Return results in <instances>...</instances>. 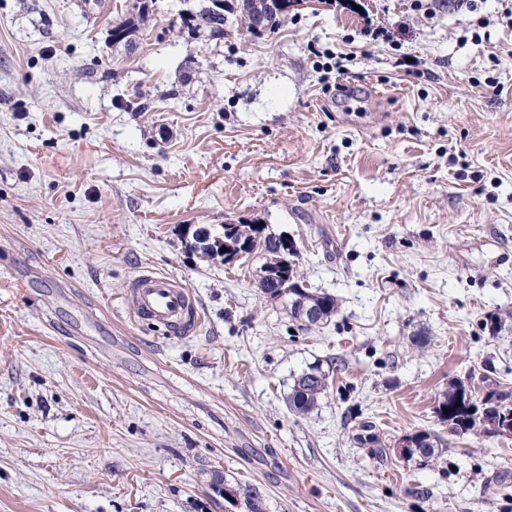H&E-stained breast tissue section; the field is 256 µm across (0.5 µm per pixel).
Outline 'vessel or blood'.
<instances>
[{"instance_id":"1","label":"vessel or blood","mask_w":512,"mask_h":512,"mask_svg":"<svg viewBox=\"0 0 512 512\" xmlns=\"http://www.w3.org/2000/svg\"><path fill=\"white\" fill-rule=\"evenodd\" d=\"M124 301L145 324L183 334L196 325L200 306L193 292L179 281L155 272H144L129 284Z\"/></svg>"}]
</instances>
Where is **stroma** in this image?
I'll list each match as a JSON object with an SVG mask.
<instances>
[{
    "label": "stroma",
    "instance_id": "obj_1",
    "mask_svg": "<svg viewBox=\"0 0 512 512\" xmlns=\"http://www.w3.org/2000/svg\"><path fill=\"white\" fill-rule=\"evenodd\" d=\"M183 7L0 0V512H246L250 486L262 512H512V437L435 412L455 380L512 391L505 0H295L220 42ZM227 220L288 236L336 314L304 329L262 257L186 246ZM148 270L197 297L182 337L125 304ZM424 430L443 455L393 452ZM310 370V373L318 377H312L308 381L303 380L297 384L294 383L288 395L290 409L300 414L308 413L328 387L329 374H326L318 367H311ZM297 387L306 391L298 390Z\"/></svg>",
    "mask_w": 512,
    "mask_h": 512
}]
</instances>
